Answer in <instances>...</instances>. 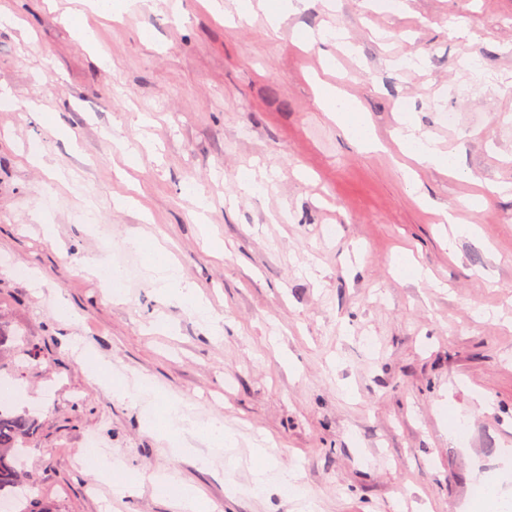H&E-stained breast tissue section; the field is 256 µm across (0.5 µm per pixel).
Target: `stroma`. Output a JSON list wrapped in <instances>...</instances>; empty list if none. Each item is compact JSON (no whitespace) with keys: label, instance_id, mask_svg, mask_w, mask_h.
<instances>
[{"label":"stroma","instance_id":"obj_1","mask_svg":"<svg viewBox=\"0 0 512 512\" xmlns=\"http://www.w3.org/2000/svg\"><path fill=\"white\" fill-rule=\"evenodd\" d=\"M219 3L0 0V312L38 353L0 380L38 411L28 512H178L159 478L202 512H306L246 495L259 464L297 472L316 512H469L512 473V0H293L275 28ZM327 86L379 148L321 108ZM403 116L463 175L403 154ZM158 244L221 338L157 292ZM137 382L159 400L123 398ZM169 400L232 447L165 452L147 422ZM92 437L122 492L88 493L72 457Z\"/></svg>","mask_w":512,"mask_h":512}]
</instances>
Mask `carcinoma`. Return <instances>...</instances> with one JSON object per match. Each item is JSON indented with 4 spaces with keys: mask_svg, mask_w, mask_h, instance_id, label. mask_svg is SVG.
I'll list each match as a JSON object with an SVG mask.
<instances>
[{
    "mask_svg": "<svg viewBox=\"0 0 512 512\" xmlns=\"http://www.w3.org/2000/svg\"><path fill=\"white\" fill-rule=\"evenodd\" d=\"M35 420L28 411L0 408V497L18 496L25 486L21 449L34 435Z\"/></svg>",
    "mask_w": 512,
    "mask_h": 512,
    "instance_id": "carcinoma-1",
    "label": "carcinoma"
}]
</instances>
